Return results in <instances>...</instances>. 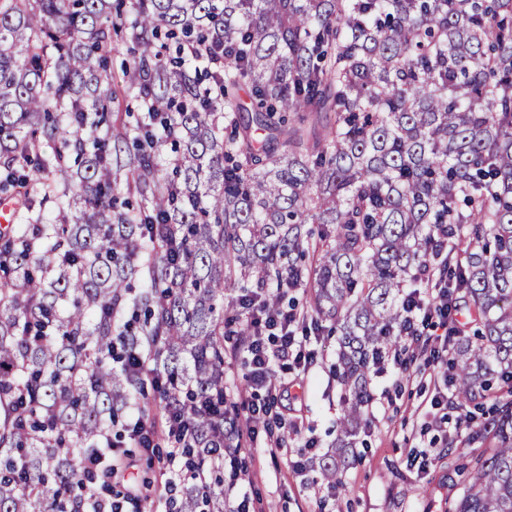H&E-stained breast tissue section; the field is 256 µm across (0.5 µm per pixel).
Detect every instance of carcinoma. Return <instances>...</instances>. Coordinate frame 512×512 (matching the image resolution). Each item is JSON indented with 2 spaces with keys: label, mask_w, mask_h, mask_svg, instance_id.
Wrapping results in <instances>:
<instances>
[{
  "label": "carcinoma",
  "mask_w": 512,
  "mask_h": 512,
  "mask_svg": "<svg viewBox=\"0 0 512 512\" xmlns=\"http://www.w3.org/2000/svg\"><path fill=\"white\" fill-rule=\"evenodd\" d=\"M122 26L134 125L92 63L112 0H0V512H104L162 434L177 512H224L245 299L340 332L311 464L336 483L432 272L475 326L448 336L473 407L448 512H512V0H130ZM109 112H112V123L114 122L116 124H133L138 115H140L138 113L137 103L131 97L123 93L112 99ZM129 112L131 113L129 114ZM244 373L246 370L243 368L241 360L224 359V387L226 390H243L245 395L250 397L253 391L249 389V383L244 378Z\"/></svg>",
  "instance_id": "cac0c4a2"
}]
</instances>
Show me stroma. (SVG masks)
<instances>
[{
  "instance_id": "35a3bbf8",
  "label": "stroma",
  "mask_w": 512,
  "mask_h": 512,
  "mask_svg": "<svg viewBox=\"0 0 512 512\" xmlns=\"http://www.w3.org/2000/svg\"><path fill=\"white\" fill-rule=\"evenodd\" d=\"M309 347L315 360L307 372L287 375L288 388L276 405L289 423L286 432H262L249 441L244 478L225 486V499L248 494L255 512H448L449 501L462 493L453 468L469 428L463 410L454 407L447 410V424L431 426L438 381L426 357L404 378L391 371L372 376L367 428L355 447L358 463L343 473L338 488H330L316 471L291 468L307 439L321 452L334 442L343 414V390L333 370L337 334L317 336ZM168 467L166 457L131 451L116 487L138 489L147 477L151 497L164 495L161 474Z\"/></svg>"
}]
</instances>
